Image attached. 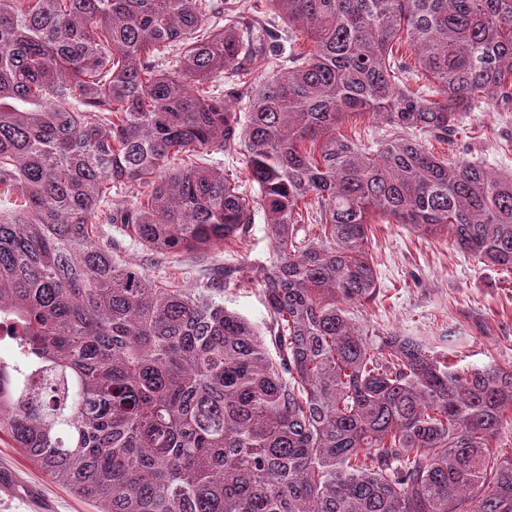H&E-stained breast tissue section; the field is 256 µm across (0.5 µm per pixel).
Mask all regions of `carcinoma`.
I'll return each mask as SVG.
<instances>
[{"mask_svg": "<svg viewBox=\"0 0 512 512\" xmlns=\"http://www.w3.org/2000/svg\"><path fill=\"white\" fill-rule=\"evenodd\" d=\"M212 5L0 0V193L23 200L0 211V433L97 512H512V364L357 315L377 219L512 272V174L423 144L512 105V0H269L286 45ZM364 113L368 145L342 133ZM258 216L263 334L112 253Z\"/></svg>", "mask_w": 512, "mask_h": 512, "instance_id": "obj_1", "label": "carcinoma"}]
</instances>
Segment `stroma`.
Here are the masks:
<instances>
[{"mask_svg":"<svg viewBox=\"0 0 512 512\" xmlns=\"http://www.w3.org/2000/svg\"><path fill=\"white\" fill-rule=\"evenodd\" d=\"M435 155L481 161L498 173H512V111L484 106L464 113L449 142L430 141ZM373 260L379 288L362 309L379 330L429 339L457 366L512 361V272L489 267L456 251L446 240L419 235L402 224L373 227ZM263 220L252 224L243 243L206 252L155 256L123 242L119 259L143 267L156 280L180 288L214 286L224 305L264 329L267 313L259 267L271 257ZM238 270L233 286L224 272ZM13 473L19 494L0 497V512H96L94 505L52 481L13 441L0 436V472Z\"/></svg>","mask_w":512,"mask_h":512,"instance_id":"obj_1","label":"stroma"}]
</instances>
